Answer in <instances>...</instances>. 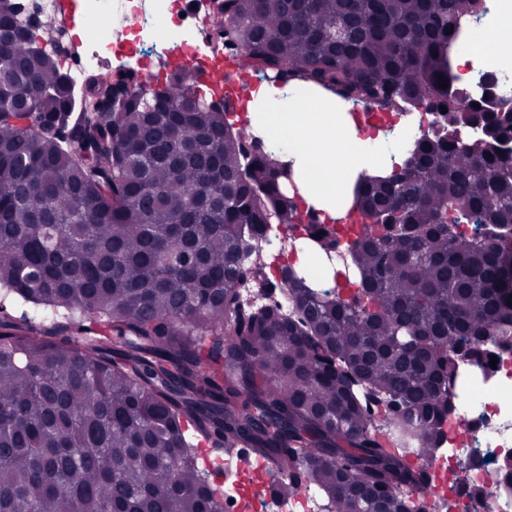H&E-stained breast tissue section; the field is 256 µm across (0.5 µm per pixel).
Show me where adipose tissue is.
<instances>
[{
  "label": "adipose tissue",
  "mask_w": 512,
  "mask_h": 512,
  "mask_svg": "<svg viewBox=\"0 0 512 512\" xmlns=\"http://www.w3.org/2000/svg\"><path fill=\"white\" fill-rule=\"evenodd\" d=\"M249 108L256 129L274 135L284 157L296 159L297 188L308 204H335L353 174L379 172L387 162L375 141L359 137L352 119L329 111L326 99L297 106L283 89L264 85Z\"/></svg>",
  "instance_id": "1"
}]
</instances>
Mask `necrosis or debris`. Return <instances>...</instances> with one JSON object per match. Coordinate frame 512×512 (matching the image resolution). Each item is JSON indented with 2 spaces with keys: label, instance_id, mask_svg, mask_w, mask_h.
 I'll return each mask as SVG.
<instances>
[{
  "label": "necrosis or debris",
  "instance_id": "obj_1",
  "mask_svg": "<svg viewBox=\"0 0 512 512\" xmlns=\"http://www.w3.org/2000/svg\"><path fill=\"white\" fill-rule=\"evenodd\" d=\"M83 16L96 30L94 48L83 62L70 69L71 78L80 77L101 53L130 45L136 54H150L158 60L176 57L185 61L192 79H200L208 64L223 59L224 52L204 33L206 26L196 19L185 0H81ZM462 87L476 94L485 73L497 77L498 96L512 99V65L488 56L472 55L460 69ZM414 112L410 109H370L362 130L384 139L413 132ZM295 248L284 246V235L276 224L265 225L256 256L272 283H279L282 265L300 268V243L307 241L304 228L294 232ZM497 365L463 360L459 363V384L451 421L443 425V442L427 461L434 483L424 492L412 493L421 512H512V484L500 481L489 486L487 473L512 468V349L492 351ZM464 416L466 428L454 429L453 418Z\"/></svg>",
  "mask_w": 512,
  "mask_h": 512
}]
</instances>
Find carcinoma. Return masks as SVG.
<instances>
[{"instance_id": "cac0c4a2", "label": "carcinoma", "mask_w": 512, "mask_h": 512, "mask_svg": "<svg viewBox=\"0 0 512 512\" xmlns=\"http://www.w3.org/2000/svg\"><path fill=\"white\" fill-rule=\"evenodd\" d=\"M16 11L0 0V512H224L202 445L265 457L280 499L300 472L325 512H421L407 455L440 447L458 361L512 345L509 100L448 67L478 0H223L224 54L297 95L446 107L445 135L343 192L367 219L358 293L295 270L288 315L238 284L260 225L303 223L293 164L174 70L160 99L136 82L85 114Z\"/></svg>"}]
</instances>
